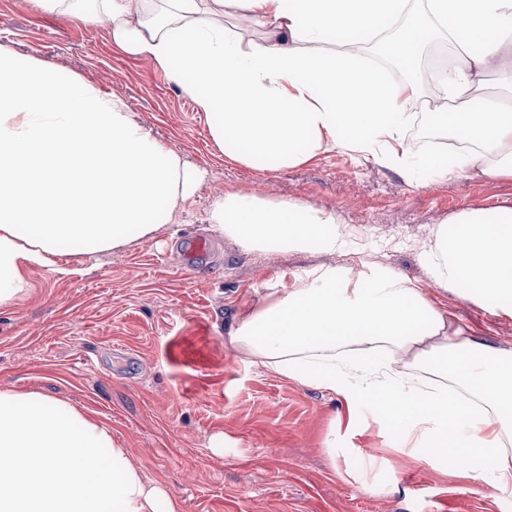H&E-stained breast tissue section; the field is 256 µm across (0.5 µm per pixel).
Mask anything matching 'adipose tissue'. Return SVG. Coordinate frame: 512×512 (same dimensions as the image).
Listing matches in <instances>:
<instances>
[{"label": "adipose tissue", "instance_id": "1", "mask_svg": "<svg viewBox=\"0 0 512 512\" xmlns=\"http://www.w3.org/2000/svg\"><path fill=\"white\" fill-rule=\"evenodd\" d=\"M40 11L106 23L126 53L153 62L211 118L225 156L282 167L321 150L370 153L413 177L512 178V0H426L427 29L465 33L440 77L444 115L473 149L414 152L404 130L414 79L387 81L367 39L408 0H31ZM246 16L267 37L244 40ZM354 34L340 52L323 51ZM505 101H472L488 70ZM198 173L134 120L125 103L0 44V307L29 290L28 271L61 257L151 237L191 197ZM335 215L228 193L209 222L250 252L335 253ZM442 288H474L512 313V210L464 212L427 256ZM228 342L252 363L345 401L370 403L411 455H460L469 479L512 497V352L480 346L393 270L316 268L239 315ZM0 512H180L131 462L111 428L37 392L0 390Z\"/></svg>", "mask_w": 512, "mask_h": 512}]
</instances>
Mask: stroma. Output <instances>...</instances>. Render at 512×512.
Wrapping results in <instances>:
<instances>
[{
    "label": "stroma",
    "instance_id": "1",
    "mask_svg": "<svg viewBox=\"0 0 512 512\" xmlns=\"http://www.w3.org/2000/svg\"><path fill=\"white\" fill-rule=\"evenodd\" d=\"M0 43L121 99L200 173L152 238L65 256L58 273L30 270L28 292L0 309V389L69 401L110 426L181 512H512V498L462 477L461 461L410 458L365 410L350 427L340 397L267 372L226 339L281 273L391 269L475 342L512 351V314H492L475 291L434 286L426 259L440 225L461 212L512 209L511 178L477 171L419 184L338 148L284 168L248 166L224 156L195 103L159 67L118 48L105 24L0 0ZM230 192L335 214L344 247L246 251L207 220ZM198 234L210 257L194 269L184 247Z\"/></svg>",
    "mask_w": 512,
    "mask_h": 512
}]
</instances>
